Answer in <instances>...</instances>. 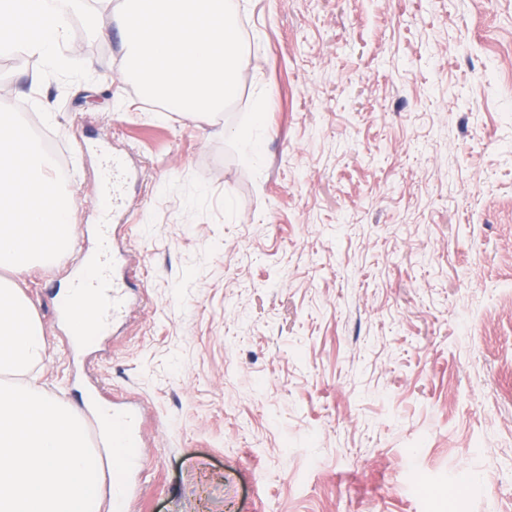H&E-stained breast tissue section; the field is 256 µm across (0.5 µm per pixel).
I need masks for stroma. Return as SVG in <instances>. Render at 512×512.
I'll use <instances>...</instances> for the list:
<instances>
[{"label": "stroma", "mask_w": 512, "mask_h": 512, "mask_svg": "<svg viewBox=\"0 0 512 512\" xmlns=\"http://www.w3.org/2000/svg\"><path fill=\"white\" fill-rule=\"evenodd\" d=\"M241 3L215 116L145 100L77 21L90 80L0 56V102L70 156L73 226L101 203L81 141L143 174L116 229L142 301L89 365L146 412L131 512H512V0ZM30 278L28 379L78 403Z\"/></svg>", "instance_id": "stroma-1"}]
</instances>
